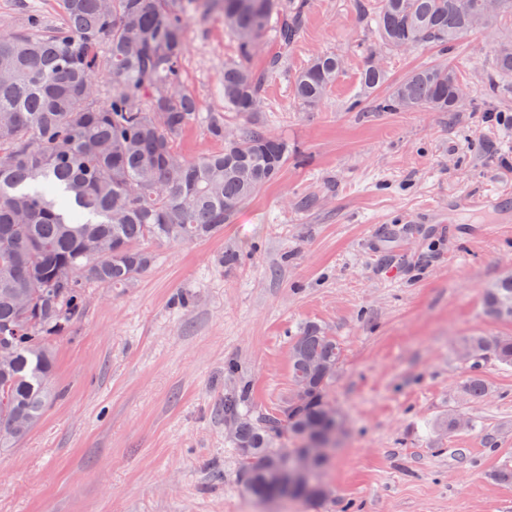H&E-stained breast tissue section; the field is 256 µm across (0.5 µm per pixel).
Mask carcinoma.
Masks as SVG:
<instances>
[{
	"instance_id": "cac0c4a2",
	"label": "carcinoma",
	"mask_w": 512,
	"mask_h": 512,
	"mask_svg": "<svg viewBox=\"0 0 512 512\" xmlns=\"http://www.w3.org/2000/svg\"><path fill=\"white\" fill-rule=\"evenodd\" d=\"M61 27L38 18L25 31L0 37V345L10 347L0 367V450L17 447L55 399L52 338L63 336L81 313L87 289L127 288L154 263L148 242L188 244L213 238L288 161V142L257 122L265 109L263 75L250 66L272 31L281 66L296 40L309 0H57ZM218 8L237 39L238 59L224 64V110L199 112L181 77L189 21ZM359 11L374 25L380 45L404 52L429 44L446 54L461 38L482 30L493 41L485 92L494 97L512 75V0H378ZM344 65L335 52L315 56L291 81L304 109L323 103ZM387 79L374 59L361 86L370 94ZM469 100L467 84L449 64L416 68L375 105L377 112H457ZM244 123L230 125L224 111ZM202 119L224 147L189 159L178 142ZM512 276L485 292L484 308L511 320ZM471 371L469 399L487 386L479 364L512 365V336L474 334L457 344ZM341 359L336 337L307 325L289 346L292 388L305 387L300 405L252 416L241 394L224 396L244 493L260 501L325 498V461L311 465L300 485L284 491L269 482L288 454L304 455L316 436H336L328 390Z\"/></svg>"
}]
</instances>
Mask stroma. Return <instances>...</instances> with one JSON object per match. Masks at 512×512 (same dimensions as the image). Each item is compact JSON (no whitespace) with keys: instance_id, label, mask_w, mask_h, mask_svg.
Returning a JSON list of instances; mask_svg holds the SVG:
<instances>
[{"instance_id":"1","label":"stroma","mask_w":512,"mask_h":512,"mask_svg":"<svg viewBox=\"0 0 512 512\" xmlns=\"http://www.w3.org/2000/svg\"><path fill=\"white\" fill-rule=\"evenodd\" d=\"M358 0H311L281 67L268 74L260 120L295 150L219 236L151 244L155 262L131 288H93L54 338L59 397L27 439L0 451V512H512V367L487 360L486 396L462 392L459 337L512 336L482 292L512 274V89L484 96L492 44L465 35L448 55L381 49ZM60 26L55 0H0V35L30 17ZM185 88L202 112L237 43L224 16L187 29ZM344 69L316 109L291 78L324 52ZM389 83L359 81L367 58ZM447 62L470 89L458 112H377L391 83ZM474 198L470 207L449 200ZM397 280L383 278L389 263ZM336 337L329 389L340 419L319 503L259 504L242 493L224 422L225 394L249 412L291 390L288 350L308 324ZM465 412L473 425L444 422Z\"/></svg>"}]
</instances>
